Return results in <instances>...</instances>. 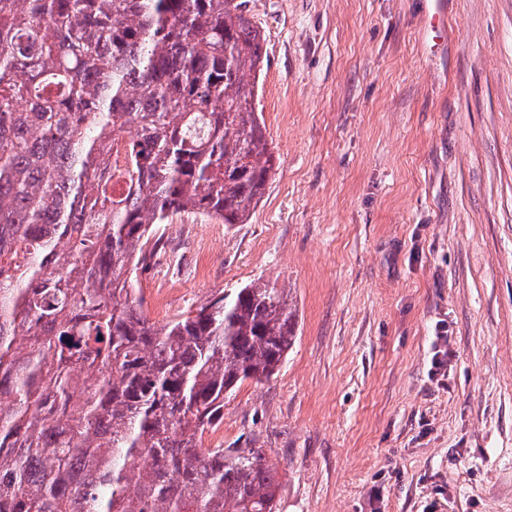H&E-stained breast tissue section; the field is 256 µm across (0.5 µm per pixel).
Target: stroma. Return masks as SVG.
<instances>
[{
    "label": "stroma",
    "instance_id": "35a3bbf8",
    "mask_svg": "<svg viewBox=\"0 0 512 512\" xmlns=\"http://www.w3.org/2000/svg\"><path fill=\"white\" fill-rule=\"evenodd\" d=\"M274 156L247 223L182 214L134 286L163 324L289 290L297 341L224 401L277 512H512V0H248ZM452 356L432 375L438 322Z\"/></svg>",
    "mask_w": 512,
    "mask_h": 512
}]
</instances>
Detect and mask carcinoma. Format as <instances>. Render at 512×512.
I'll return each mask as SVG.
<instances>
[{
    "label": "carcinoma",
    "mask_w": 512,
    "mask_h": 512,
    "mask_svg": "<svg viewBox=\"0 0 512 512\" xmlns=\"http://www.w3.org/2000/svg\"><path fill=\"white\" fill-rule=\"evenodd\" d=\"M262 66L246 0H0V512H276L262 450L202 438L286 359L289 292L158 325L131 280L169 217L250 218Z\"/></svg>",
    "instance_id": "1"
}]
</instances>
